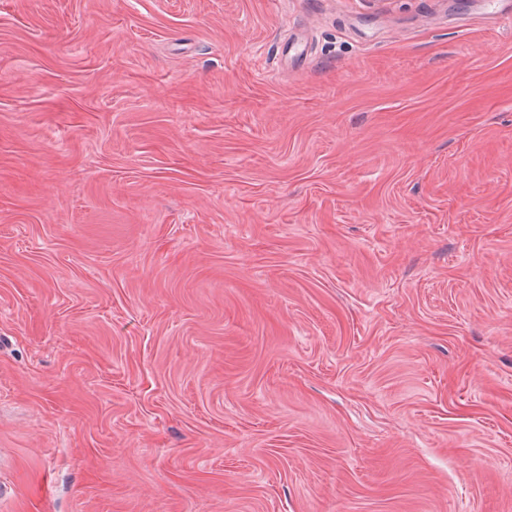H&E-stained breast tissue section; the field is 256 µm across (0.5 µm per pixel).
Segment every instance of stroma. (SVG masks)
Returning a JSON list of instances; mask_svg holds the SVG:
<instances>
[{
	"label": "stroma",
	"mask_w": 512,
	"mask_h": 512,
	"mask_svg": "<svg viewBox=\"0 0 512 512\" xmlns=\"http://www.w3.org/2000/svg\"><path fill=\"white\" fill-rule=\"evenodd\" d=\"M496 8L0 0V512H512Z\"/></svg>",
	"instance_id": "stroma-1"
}]
</instances>
